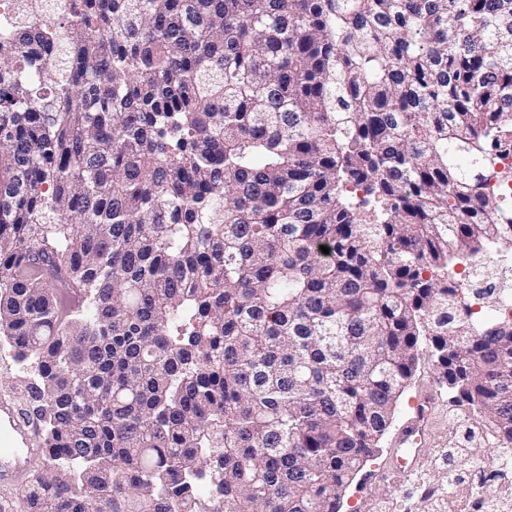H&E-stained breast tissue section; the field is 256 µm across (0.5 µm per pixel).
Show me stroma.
Returning <instances> with one entry per match:
<instances>
[{"label": "stroma", "instance_id": "1", "mask_svg": "<svg viewBox=\"0 0 512 512\" xmlns=\"http://www.w3.org/2000/svg\"><path fill=\"white\" fill-rule=\"evenodd\" d=\"M435 407L428 436L422 443L424 461L417 477L392 475L390 467L403 428L426 397ZM499 442L485 420L470 419L466 408L442 387L429 348H422L411 384L384 436L377 458L369 462L348 489L341 512H448L449 481L477 484L472 458H494Z\"/></svg>", "mask_w": 512, "mask_h": 512}]
</instances>
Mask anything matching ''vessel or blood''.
Returning a JSON list of instances; mask_svg holds the SVG:
<instances>
[{"label":"vessel or blood","instance_id":"vessel-or-blood-1","mask_svg":"<svg viewBox=\"0 0 512 512\" xmlns=\"http://www.w3.org/2000/svg\"><path fill=\"white\" fill-rule=\"evenodd\" d=\"M430 424L428 409H419L406 426L400 447L394 455L393 470L406 474L419 464V447ZM36 426L29 411L18 400L0 402V484H15L27 475L33 460L41 453L34 445Z\"/></svg>","mask_w":512,"mask_h":512}]
</instances>
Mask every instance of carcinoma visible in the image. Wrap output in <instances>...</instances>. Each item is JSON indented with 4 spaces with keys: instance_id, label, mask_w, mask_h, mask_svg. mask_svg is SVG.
Listing matches in <instances>:
<instances>
[{
    "instance_id": "1",
    "label": "carcinoma",
    "mask_w": 512,
    "mask_h": 512,
    "mask_svg": "<svg viewBox=\"0 0 512 512\" xmlns=\"http://www.w3.org/2000/svg\"><path fill=\"white\" fill-rule=\"evenodd\" d=\"M50 2L0 43V512H340L424 332L512 449V319L449 275L512 246V0ZM0 347V399L11 396L27 399V385L30 382L28 370L18 362L14 351ZM36 426L29 411L16 399L0 402V447L2 439L8 447L0 448V484L19 483L29 472L33 460L41 454L33 444Z\"/></svg>"
}]
</instances>
